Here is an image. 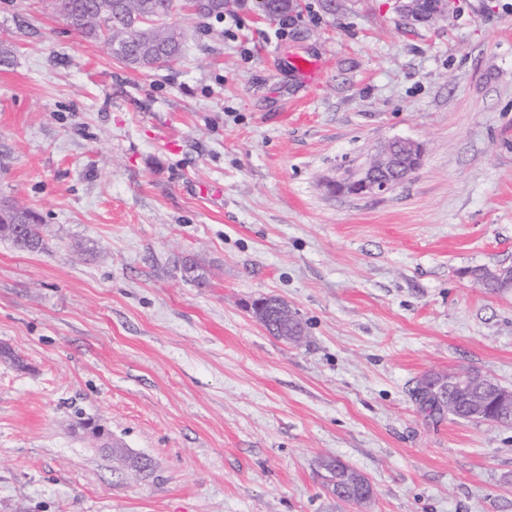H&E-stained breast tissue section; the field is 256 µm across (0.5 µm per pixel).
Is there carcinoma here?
Listing matches in <instances>:
<instances>
[{"label": "carcinoma", "mask_w": 512, "mask_h": 512, "mask_svg": "<svg viewBox=\"0 0 512 512\" xmlns=\"http://www.w3.org/2000/svg\"><path fill=\"white\" fill-rule=\"evenodd\" d=\"M173 8L174 0H55L56 12L73 30L86 39L106 42L116 59L140 70L152 69V61L158 57L168 64L180 55L181 35L161 23ZM19 232L28 243V251L42 248L39 218L34 212L20 206L1 210L0 236L16 246ZM293 330L294 325L284 313L272 320L269 333L280 339L291 336ZM496 399V392L481 390L470 382L446 397L426 392L416 402L431 417L448 414L458 419L511 425L512 414L501 413ZM112 461L142 471L150 467L145 458L130 461V456L116 442L113 443ZM336 478L339 489L333 495L340 501L352 502L358 496L364 477L343 464L336 468Z\"/></svg>", "instance_id": "1"}]
</instances>
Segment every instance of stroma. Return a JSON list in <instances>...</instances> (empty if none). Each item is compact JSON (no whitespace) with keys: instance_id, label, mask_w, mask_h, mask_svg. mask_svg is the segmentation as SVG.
Wrapping results in <instances>:
<instances>
[{"instance_id":"35a3bbf8","label":"stroma","mask_w":512,"mask_h":512,"mask_svg":"<svg viewBox=\"0 0 512 512\" xmlns=\"http://www.w3.org/2000/svg\"><path fill=\"white\" fill-rule=\"evenodd\" d=\"M304 2L176 5L183 50L145 71L53 0H0V202L45 241L0 238V512H512V425L413 397L462 369L512 388V290L469 275L512 264V0L416 26ZM392 137L424 149L401 185L326 190ZM269 296L303 344L248 312ZM326 457L373 499L329 495ZM212 0H191L192 3L191 10L197 15L203 14L209 10L211 7ZM235 1L232 0H214V8L207 15H199L201 17H197L198 19L206 20V19H222L224 17V13H227L233 7Z\"/></svg>"}]
</instances>
